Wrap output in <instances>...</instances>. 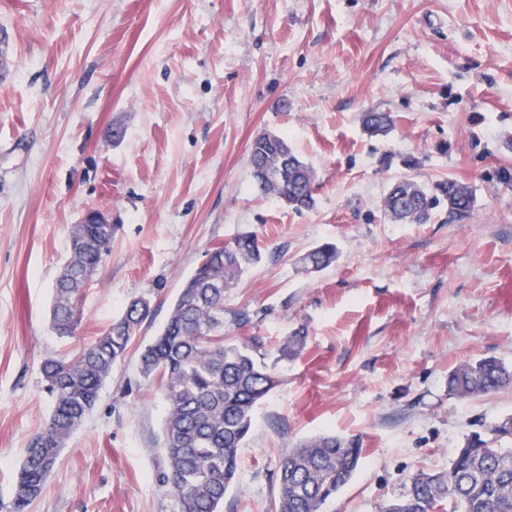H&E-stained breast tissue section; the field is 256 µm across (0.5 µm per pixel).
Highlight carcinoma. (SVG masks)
Returning a JSON list of instances; mask_svg holds the SVG:
<instances>
[{
    "label": "carcinoma",
    "mask_w": 512,
    "mask_h": 512,
    "mask_svg": "<svg viewBox=\"0 0 512 512\" xmlns=\"http://www.w3.org/2000/svg\"><path fill=\"white\" fill-rule=\"evenodd\" d=\"M372 135L390 127V116L365 114ZM251 162L267 170L254 179L256 188L294 210L313 202L314 173L296 155L288 140L263 133L250 145ZM414 181L402 179L383 201L392 221L421 223L434 198L425 197L417 210L399 209L398 193ZM448 211L468 216L474 197L462 183L450 179L437 186ZM89 210L70 230V254L55 281L52 329L59 336L73 334L93 276L112 246L114 225L96 224ZM262 244L253 233H240L233 242L216 244L185 280L170 316L155 336L140 348L142 375L158 379L167 404L163 430L165 466L158 481L172 488L173 512H222L224 495L238 472V448L248 435L256 405L279 384L267 368L262 345L224 339V294L249 266L261 260ZM330 244L310 251L303 262L313 270L336 262ZM145 297L128 303L123 314L73 357H47L40 365L54 400L52 415L26 448L16 482L15 512H26L40 496L55 469L60 449L95 405L112 366L137 340L151 317ZM299 330L287 337L281 353L292 357L303 347ZM512 384V365L490 356L454 370L448 376V395L465 399L491 394ZM469 435L455 450L448 469L419 472L404 485L401 495L381 512H512V417ZM362 457L359 442L323 434L286 454L279 466V498L275 512H321L323 505L349 482Z\"/></svg>",
    "instance_id": "carcinoma-1"
}]
</instances>
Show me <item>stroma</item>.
<instances>
[{
    "instance_id": "1",
    "label": "stroma",
    "mask_w": 512,
    "mask_h": 512,
    "mask_svg": "<svg viewBox=\"0 0 512 512\" xmlns=\"http://www.w3.org/2000/svg\"><path fill=\"white\" fill-rule=\"evenodd\" d=\"M0 29V512L53 410L42 360L141 296L149 341L206 250L243 231L265 254L225 294L224 334L259 339L280 383L223 512H270L282 457L321 434L363 448L324 512H379L512 415V386L448 395L465 363L512 364V187L498 180L512 169V0H0ZM368 112L390 115L387 134L365 132ZM269 131L312 169V207L256 189L250 144ZM404 178L457 180L474 209L391 221L383 200ZM90 209L114 224L112 249L60 337L54 283ZM324 243L337 262L306 272ZM297 329L304 349L280 358ZM165 416L131 349L28 512H172Z\"/></svg>"
}]
</instances>
